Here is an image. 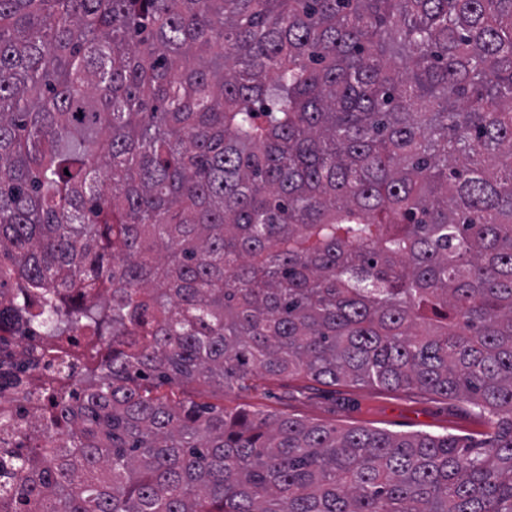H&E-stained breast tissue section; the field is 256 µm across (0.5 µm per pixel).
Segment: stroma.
Listing matches in <instances>:
<instances>
[{
	"label": "stroma",
	"instance_id": "1",
	"mask_svg": "<svg viewBox=\"0 0 512 512\" xmlns=\"http://www.w3.org/2000/svg\"><path fill=\"white\" fill-rule=\"evenodd\" d=\"M158 393L172 404L191 398L229 411L285 412L327 425L382 428L398 434L422 431L460 437L485 429L473 409L460 401L348 382L329 386L305 378L259 377L249 390L164 385Z\"/></svg>",
	"mask_w": 512,
	"mask_h": 512
}]
</instances>
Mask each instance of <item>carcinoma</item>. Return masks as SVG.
I'll return each mask as SVG.
<instances>
[{"mask_svg": "<svg viewBox=\"0 0 512 512\" xmlns=\"http://www.w3.org/2000/svg\"><path fill=\"white\" fill-rule=\"evenodd\" d=\"M0 318L94 382L17 512H512V0H0ZM341 380L482 439L152 395Z\"/></svg>", "mask_w": 512, "mask_h": 512, "instance_id": "1", "label": "carcinoma"}]
</instances>
